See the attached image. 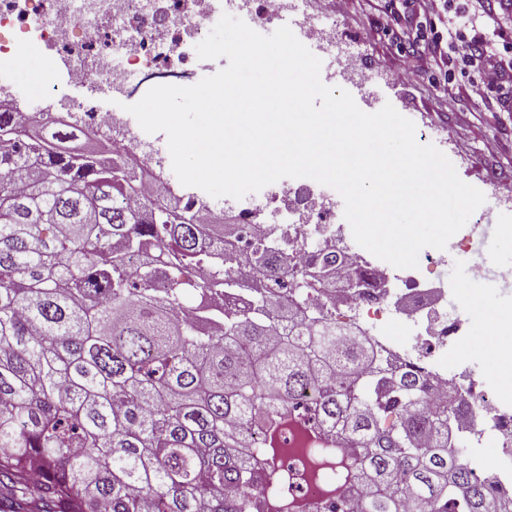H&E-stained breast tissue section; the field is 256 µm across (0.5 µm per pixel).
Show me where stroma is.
<instances>
[{"mask_svg":"<svg viewBox=\"0 0 512 512\" xmlns=\"http://www.w3.org/2000/svg\"><path fill=\"white\" fill-rule=\"evenodd\" d=\"M390 0H309L315 16L336 12V41L350 69L365 74L366 85L415 125L425 126L422 144L432 145L453 163L459 178L479 189L485 196L478 208L481 224L471 239L469 250L453 251L447 264L429 273L436 287L445 292L443 301L449 311H463L458 301L459 289L473 285L471 269L479 262L493 261L504 254L501 231L512 229V206L503 200L512 196V111H505L499 94L467 96L464 84L477 80L473 69L462 68L449 60L447 72L405 70L393 37L401 23L389 12ZM428 29L447 37L449 31L461 29L468 35L487 37L485 52H497L492 34H503L512 42V17L490 9L487 0H445L437 16L429 18ZM48 53H22L8 81L14 88L18 104L52 91L53 83L62 82L54 75L52 82L33 86L29 72L49 61ZM486 325L483 315L469 321L464 351H453L449 364L468 362L481 377L491 368L484 356L482 336Z\"/></svg>","mask_w":512,"mask_h":512,"instance_id":"obj_1","label":"stroma"}]
</instances>
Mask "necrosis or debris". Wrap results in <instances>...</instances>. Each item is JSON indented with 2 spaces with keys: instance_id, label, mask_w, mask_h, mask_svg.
I'll use <instances>...</instances> for the list:
<instances>
[{
  "instance_id": "4bbe7bcc",
  "label": "necrosis or debris",
  "mask_w": 512,
  "mask_h": 512,
  "mask_svg": "<svg viewBox=\"0 0 512 512\" xmlns=\"http://www.w3.org/2000/svg\"><path fill=\"white\" fill-rule=\"evenodd\" d=\"M243 16L258 33L281 27L288 18L298 20L297 38L327 52L336 37L331 19L318 20L299 12L298 0H0V73L12 71L20 50L50 52L65 69V82L85 88L83 98H64L75 123L108 128L125 157L148 175L149 191L158 198H179L194 210L213 217L203 197L178 192L166 176L168 160L149 150L140 132L125 117L97 109L95 86L107 79L115 95H125L133 77L182 79L198 68L195 50L223 14ZM233 228L241 237L227 256V268L246 273L252 252L263 234L285 244L294 263L312 264L323 249L344 250L353 266L370 268L372 275L355 289H337L324 303L336 319L349 320L370 336L383 360L390 365L407 361L424 364L438 389L463 396L467 409L460 430L475 452L476 473L494 472L503 490H512V406L499 395L486 392L474 370L465 365L448 367V351L466 335L463 316L440 309L427 315L420 330H413L412 301H424L429 281L418 269L404 270L400 289H393L389 266L368 261L363 247L346 241L336 222L333 195L309 184L280 179L267 185L262 204L232 207ZM401 325L405 338L394 343L393 325ZM494 445L497 455L486 459Z\"/></svg>"
}]
</instances>
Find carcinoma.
I'll list each match as a JSON object with an SVG mask.
<instances>
[{"mask_svg":"<svg viewBox=\"0 0 512 512\" xmlns=\"http://www.w3.org/2000/svg\"><path fill=\"white\" fill-rule=\"evenodd\" d=\"M76 130L0 112V512H290L291 420L342 448L309 472L357 489L342 512H512L449 440L455 399L314 303L339 253L290 277L257 246L243 295L224 225L126 205V163L55 150Z\"/></svg>","mask_w":512,"mask_h":512,"instance_id":"1","label":"carcinoma"}]
</instances>
